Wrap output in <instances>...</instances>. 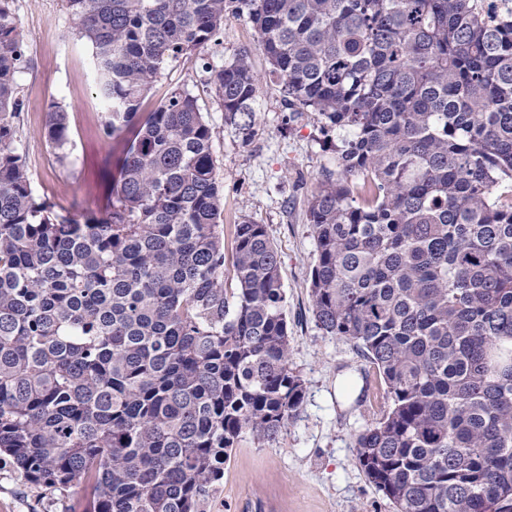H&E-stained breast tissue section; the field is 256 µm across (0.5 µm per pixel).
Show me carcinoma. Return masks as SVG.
I'll return each mask as SVG.
<instances>
[{"mask_svg":"<svg viewBox=\"0 0 512 512\" xmlns=\"http://www.w3.org/2000/svg\"><path fill=\"white\" fill-rule=\"evenodd\" d=\"M63 3L104 132L131 138L105 217L35 196L0 0V456L78 488L72 512H200L242 435L273 446L300 409L265 225H234L226 268L215 128L181 89L139 115L232 15L269 68L203 65L224 122L250 141L268 79L336 133L308 200L310 301L386 387L358 465L395 512H512V0ZM48 135L68 142L59 106Z\"/></svg>","mask_w":512,"mask_h":512,"instance_id":"cac0c4a2","label":"carcinoma"}]
</instances>
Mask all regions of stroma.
Segmentation results:
<instances>
[{
  "label": "stroma",
  "mask_w": 512,
  "mask_h": 512,
  "mask_svg": "<svg viewBox=\"0 0 512 512\" xmlns=\"http://www.w3.org/2000/svg\"><path fill=\"white\" fill-rule=\"evenodd\" d=\"M14 17L28 59L18 76L24 107L15 125L34 192L75 217L89 206L106 207L101 176L114 173L125 143L103 132L91 51L76 41V22L62 0H14ZM242 50L250 51L257 71L266 70L251 24L227 17L217 40L168 66L142 106L150 112L171 90L182 89L197 97L217 128L213 155L224 191V249H233L237 220L265 226L281 260L290 364L306 386L304 403L276 446L243 434L203 512H247L256 498L269 512H394L360 469L355 448L357 434L387 408L385 385L352 343L324 334L312 315L308 273L316 247L307 205L323 172L334 169V154L323 146L315 114L290 115L271 82L260 89L250 143L225 124L199 61L221 64ZM56 106L67 113L62 152L46 135ZM70 501L69 491L26 483L9 460L0 461V512H68Z\"/></svg>",
  "instance_id": "1"
}]
</instances>
